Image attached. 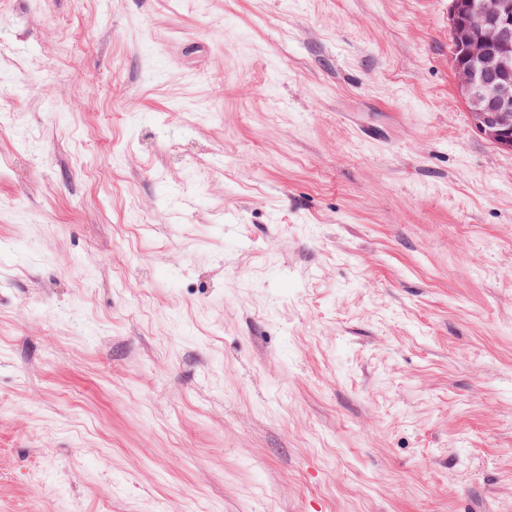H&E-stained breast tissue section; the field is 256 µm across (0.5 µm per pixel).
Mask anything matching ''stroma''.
Segmentation results:
<instances>
[{
    "label": "stroma",
    "mask_w": 512,
    "mask_h": 512,
    "mask_svg": "<svg viewBox=\"0 0 512 512\" xmlns=\"http://www.w3.org/2000/svg\"><path fill=\"white\" fill-rule=\"evenodd\" d=\"M0 512H512L448 0H0Z\"/></svg>",
    "instance_id": "1"
}]
</instances>
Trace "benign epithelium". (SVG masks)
<instances>
[{
	"mask_svg": "<svg viewBox=\"0 0 512 512\" xmlns=\"http://www.w3.org/2000/svg\"><path fill=\"white\" fill-rule=\"evenodd\" d=\"M452 63L475 130L512 151V0H448Z\"/></svg>",
	"mask_w": 512,
	"mask_h": 512,
	"instance_id": "obj_1",
	"label": "benign epithelium"
}]
</instances>
